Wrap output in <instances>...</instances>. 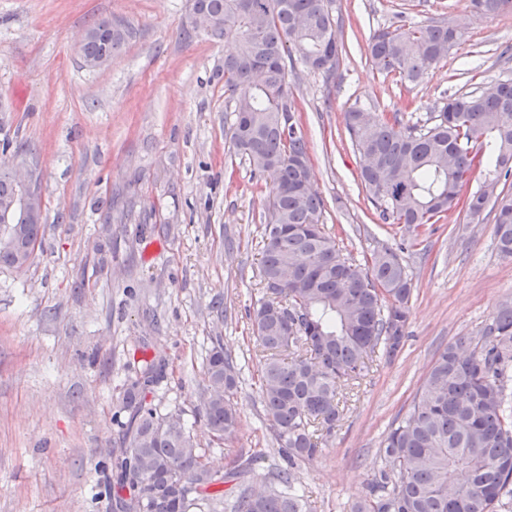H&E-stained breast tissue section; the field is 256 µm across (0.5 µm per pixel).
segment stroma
<instances>
[{
  "label": "stroma",
  "instance_id": "35a3bbf8",
  "mask_svg": "<svg viewBox=\"0 0 512 512\" xmlns=\"http://www.w3.org/2000/svg\"><path fill=\"white\" fill-rule=\"evenodd\" d=\"M344 52L335 76L296 67L291 90L323 222L359 264L402 248L413 282L405 345L378 359L314 460L297 463L312 512H350L383 463L379 448L440 350L479 335L512 297V259L491 217L464 210L408 231L382 222L359 177L343 114L400 113L421 124L449 96L512 80V6L472 0H336ZM131 34L100 69L79 47L96 20ZM464 21L421 83L380 74L381 29ZM191 0H0V140L25 141L46 217L30 266L0 269V512H109L96 468L114 450L127 366L154 356L150 396L180 416L218 472L251 459L252 487L288 463L267 427L250 316L262 295L265 185L232 146L235 99L214 72L224 44L197 33ZM223 345L240 371L238 431L212 442L206 357Z\"/></svg>",
  "mask_w": 512,
  "mask_h": 512
}]
</instances>
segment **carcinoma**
I'll return each instance as SVG.
<instances>
[{
    "instance_id": "cac0c4a2",
    "label": "carcinoma",
    "mask_w": 512,
    "mask_h": 512,
    "mask_svg": "<svg viewBox=\"0 0 512 512\" xmlns=\"http://www.w3.org/2000/svg\"><path fill=\"white\" fill-rule=\"evenodd\" d=\"M333 4L192 0L193 15H206L209 35L224 41L216 77L248 104L249 112H233L230 141L265 183L264 292L252 328L261 350V402L288 468L271 485L245 486L224 503L220 485L245 477L249 463L222 476L206 468L180 417L147 401L164 377V363L143 358L119 402L129 420L110 463L112 512H216L222 504L229 512H311L294 465L313 459L323 437L343 421L344 391L360 387L376 359L399 351L413 293L408 266L389 248L361 265L337 247L322 223L324 203L312 190L307 142L295 119L294 61L325 75L340 64ZM462 36L438 22L382 29L372 36L370 61L381 73L420 83ZM128 37L120 20L92 23L81 47L84 66L108 64ZM344 124L381 220L417 228L438 223L462 203L472 220L494 214L499 253L512 257V193L498 190L512 177V80L448 97L420 128L398 112L371 120L356 108L344 113ZM25 154L21 142L0 143V207L17 195L8 159ZM477 171L484 177L480 189L461 200ZM10 234L39 246L44 224L14 212ZM0 269H22L19 249L0 246ZM207 375V427L221 443L238 427L239 384L223 347L211 350ZM379 453L384 468L351 512H500L512 495L511 297L479 335L439 352Z\"/></svg>"
}]
</instances>
